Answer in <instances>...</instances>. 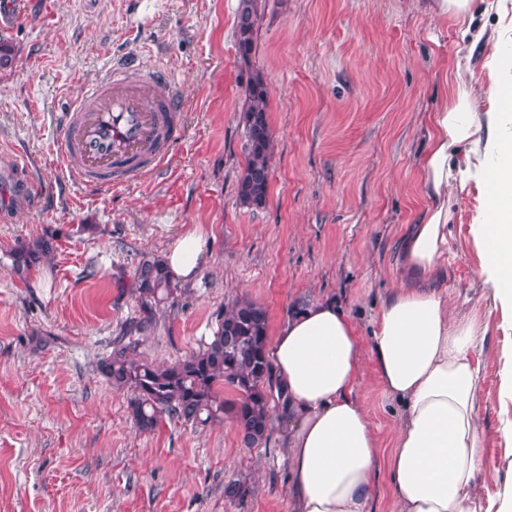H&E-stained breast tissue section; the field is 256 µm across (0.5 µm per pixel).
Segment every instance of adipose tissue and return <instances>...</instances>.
<instances>
[{
  "label": "adipose tissue",
  "instance_id": "ef3b65f1",
  "mask_svg": "<svg viewBox=\"0 0 512 512\" xmlns=\"http://www.w3.org/2000/svg\"><path fill=\"white\" fill-rule=\"evenodd\" d=\"M438 25L454 23L470 45L489 41L471 0H433ZM447 94L425 115L426 146L417 158L421 207L399 240L400 282L382 300L369 333L374 368L400 407L395 445L381 457L368 410L356 394L360 337L335 300L294 308L269 346L273 379L290 423L285 449L292 512H371L387 477L397 512H512V480L485 504L475 479L481 371L476 318L448 308V226L453 191L485 189L474 225L482 244V284L512 310V79L480 99L472 83L444 79ZM484 152L488 162L461 160ZM206 239L177 238L163 259L172 281L198 274Z\"/></svg>",
  "mask_w": 512,
  "mask_h": 512
}]
</instances>
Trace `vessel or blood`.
<instances>
[{
    "mask_svg": "<svg viewBox=\"0 0 512 512\" xmlns=\"http://www.w3.org/2000/svg\"><path fill=\"white\" fill-rule=\"evenodd\" d=\"M174 82L162 62L124 59L102 81L81 85L59 115L58 153L69 183L106 192L163 166L183 135V106L153 88ZM35 195L27 160L0 158V206L26 207Z\"/></svg>",
    "mask_w": 512,
    "mask_h": 512,
    "instance_id": "obj_1",
    "label": "vessel or blood"
}]
</instances>
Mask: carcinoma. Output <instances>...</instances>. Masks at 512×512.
I'll return each mask as SVG.
<instances>
[{
    "mask_svg": "<svg viewBox=\"0 0 512 512\" xmlns=\"http://www.w3.org/2000/svg\"><path fill=\"white\" fill-rule=\"evenodd\" d=\"M265 0H239L234 33L239 63L247 72L246 104L242 110L245 166L238 179L242 205L259 207L269 189V160L273 150L263 73L254 67L253 54L258 23ZM55 249L53 238L44 236L15 250L14 273L23 275ZM133 293L140 317L129 322L112 353L98 369L113 388L132 392L129 409L138 429L151 432L163 417L184 425H205L231 419L241 443L251 448L267 440L275 396L268 357L267 312L248 299L235 301L217 320V329L197 351L171 364H154L133 356L139 335L153 324L155 312L174 294L160 256H146L135 269ZM239 393L224 398L220 388Z\"/></svg>",
    "mask_w": 512,
    "mask_h": 512,
    "instance_id": "carcinoma-1",
    "label": "carcinoma"
}]
</instances>
